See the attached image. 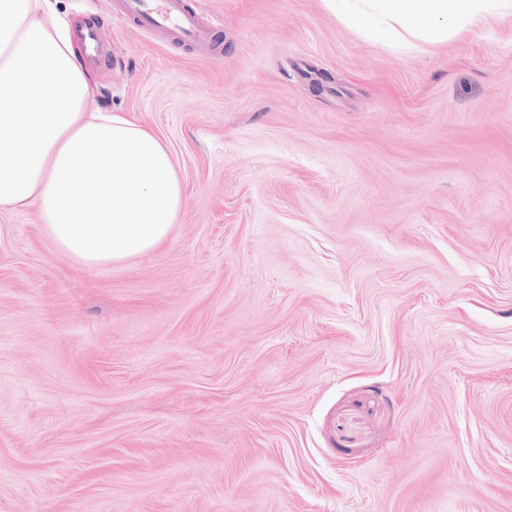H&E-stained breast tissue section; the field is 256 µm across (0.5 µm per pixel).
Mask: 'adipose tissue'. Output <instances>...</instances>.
<instances>
[{
    "label": "adipose tissue",
    "instance_id": "obj_1",
    "mask_svg": "<svg viewBox=\"0 0 512 512\" xmlns=\"http://www.w3.org/2000/svg\"><path fill=\"white\" fill-rule=\"evenodd\" d=\"M348 27L414 56L512 19V0H323ZM90 76L43 0H0V209L37 205L55 245L90 267L161 248L183 190L166 142L90 112Z\"/></svg>",
    "mask_w": 512,
    "mask_h": 512
}]
</instances>
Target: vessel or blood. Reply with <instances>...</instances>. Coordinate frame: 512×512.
Masks as SVG:
<instances>
[{
    "mask_svg": "<svg viewBox=\"0 0 512 512\" xmlns=\"http://www.w3.org/2000/svg\"><path fill=\"white\" fill-rule=\"evenodd\" d=\"M126 10L141 30L168 29L178 41L191 47L216 48L211 27L203 25L196 14L187 11L182 0H127ZM90 64L106 63L109 51L95 19H86L79 31Z\"/></svg>",
    "mask_w": 512,
    "mask_h": 512,
    "instance_id": "vessel-or-blood-1",
    "label": "vessel or blood"
}]
</instances>
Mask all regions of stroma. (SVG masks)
I'll return each instance as SVG.
<instances>
[{
	"mask_svg": "<svg viewBox=\"0 0 512 512\" xmlns=\"http://www.w3.org/2000/svg\"><path fill=\"white\" fill-rule=\"evenodd\" d=\"M94 15L88 111L179 222L89 267L0 212V512H512V20L405 57L323 0ZM182 1L128 0L125 7L141 30L168 29L188 46L217 49L212 27L203 25L195 13L184 8ZM80 39L84 45L88 62L98 66L106 63L109 58V50L105 46L100 28L93 17L86 19L79 31Z\"/></svg>",
	"mask_w": 512,
	"mask_h": 512,
	"instance_id": "obj_1",
	"label": "stroma"
}]
</instances>
